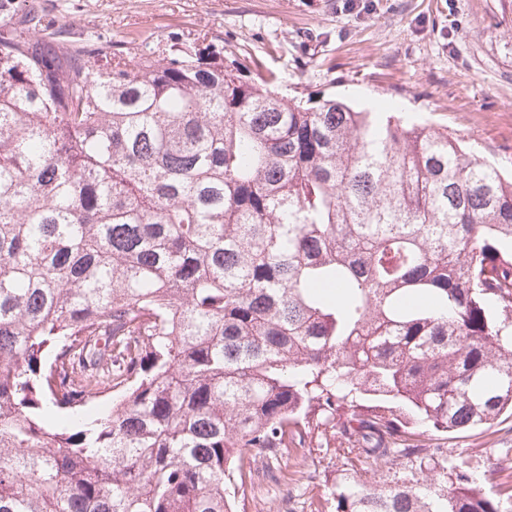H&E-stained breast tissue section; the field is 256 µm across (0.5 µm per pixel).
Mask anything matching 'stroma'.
I'll return each mask as SVG.
<instances>
[{
    "instance_id": "1",
    "label": "stroma",
    "mask_w": 512,
    "mask_h": 512,
    "mask_svg": "<svg viewBox=\"0 0 512 512\" xmlns=\"http://www.w3.org/2000/svg\"><path fill=\"white\" fill-rule=\"evenodd\" d=\"M80 44L168 52L209 44L262 60L285 96L396 104L407 120L462 138L512 172V0H26ZM441 447L474 479L512 486V418L452 433ZM341 459L335 448L255 456L245 512H318Z\"/></svg>"
}]
</instances>
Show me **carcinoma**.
<instances>
[{
	"instance_id": "1",
	"label": "carcinoma",
	"mask_w": 512,
	"mask_h": 512,
	"mask_svg": "<svg viewBox=\"0 0 512 512\" xmlns=\"http://www.w3.org/2000/svg\"><path fill=\"white\" fill-rule=\"evenodd\" d=\"M40 25L0 31V512H233L329 433L328 512H512L438 444L512 411V176L250 53Z\"/></svg>"
}]
</instances>
